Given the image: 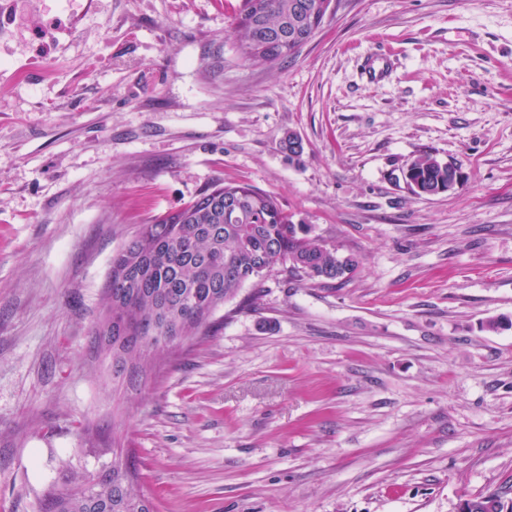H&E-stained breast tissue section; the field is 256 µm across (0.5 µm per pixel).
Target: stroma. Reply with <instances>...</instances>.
I'll list each match as a JSON object with an SVG mask.
<instances>
[{"label":"stroma","instance_id":"35a3bbf8","mask_svg":"<svg viewBox=\"0 0 512 512\" xmlns=\"http://www.w3.org/2000/svg\"><path fill=\"white\" fill-rule=\"evenodd\" d=\"M240 4L0 14V512H38L116 448L155 512L512 491V0H335L272 65L237 51ZM369 51L390 57L376 83ZM426 152L459 167L453 191L402 181ZM221 181L357 271H275L154 368L117 365L97 336L113 254Z\"/></svg>","mask_w":512,"mask_h":512}]
</instances>
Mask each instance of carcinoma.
Listing matches in <instances>:
<instances>
[{
	"mask_svg": "<svg viewBox=\"0 0 512 512\" xmlns=\"http://www.w3.org/2000/svg\"><path fill=\"white\" fill-rule=\"evenodd\" d=\"M302 0H241L233 20L238 49L255 25L275 30L296 16ZM295 52L273 40L250 58L275 64ZM413 180L422 187L448 190V163L431 154L414 160ZM282 266L310 279L344 281L359 267L357 258L338 254L293 223L277 198L248 185H214L181 211L139 225L135 236L112 255V359L136 361L142 351L201 334L216 311L215 302L233 299L248 282ZM159 298L170 301L175 321L154 327ZM129 456L112 452V467L73 492H49L40 512H136L143 498L132 485ZM469 512H512L498 491L468 500Z\"/></svg>",
	"mask_w": 512,
	"mask_h": 512,
	"instance_id": "obj_1",
	"label": "carcinoma"
}]
</instances>
